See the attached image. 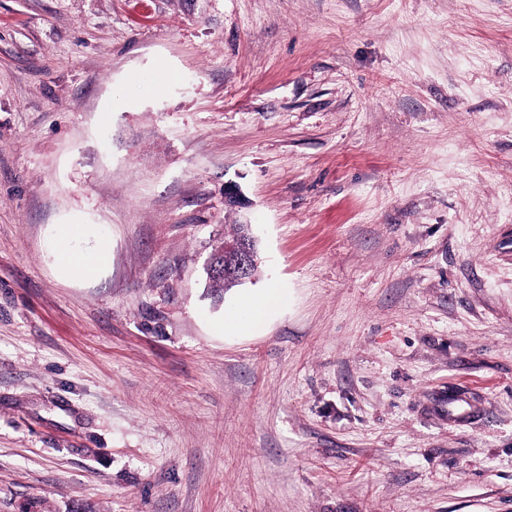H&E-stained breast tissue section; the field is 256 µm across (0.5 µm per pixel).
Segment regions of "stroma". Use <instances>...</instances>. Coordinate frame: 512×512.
I'll use <instances>...</instances> for the list:
<instances>
[{
  "instance_id": "obj_1",
  "label": "stroma",
  "mask_w": 512,
  "mask_h": 512,
  "mask_svg": "<svg viewBox=\"0 0 512 512\" xmlns=\"http://www.w3.org/2000/svg\"><path fill=\"white\" fill-rule=\"evenodd\" d=\"M0 512H512V0H0ZM77 235V229L71 224H65L58 231V258L62 269L80 276H91L98 269L100 257L93 253H77L70 243ZM224 251L232 253L235 256L238 272L245 276L247 271L257 262V251L251 240L243 239L237 242H231L227 245L216 247L212 253L215 264L221 268L222 272L217 275H208L212 282V288L224 290L242 284L236 268L230 258H224ZM287 294L283 288H268L256 297H246L235 311L224 317V331H244L262 322L271 311L285 304Z\"/></svg>"
}]
</instances>
